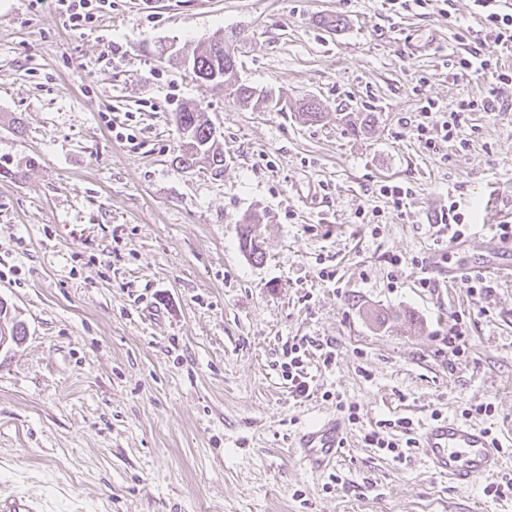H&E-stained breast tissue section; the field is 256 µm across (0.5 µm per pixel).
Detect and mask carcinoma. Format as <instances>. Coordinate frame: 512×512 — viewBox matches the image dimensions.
I'll use <instances>...</instances> for the list:
<instances>
[{
    "label": "carcinoma",
    "mask_w": 512,
    "mask_h": 512,
    "mask_svg": "<svg viewBox=\"0 0 512 512\" xmlns=\"http://www.w3.org/2000/svg\"><path fill=\"white\" fill-rule=\"evenodd\" d=\"M187 69L193 77L215 88L224 86L228 95L242 103H249L255 97L253 88L239 83L237 77L236 56L232 46H224V36L217 35L209 45L190 59ZM177 121L184 137L177 161L183 168H195L201 164L218 175L224 168V150L217 137L213 136L212 124L205 108L196 103H188L178 112ZM239 247L246 256L254 261L263 260V252L257 241L255 230L249 224L242 227ZM0 328L9 335L23 341L27 328L23 322L11 316L10 310L0 301Z\"/></svg>",
    "instance_id": "carcinoma-1"
}]
</instances>
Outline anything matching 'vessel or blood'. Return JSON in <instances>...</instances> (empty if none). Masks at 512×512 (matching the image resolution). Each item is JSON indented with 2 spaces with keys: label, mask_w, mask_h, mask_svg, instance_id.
Here are the masks:
<instances>
[{
  "label": "vessel or blood",
  "mask_w": 512,
  "mask_h": 512,
  "mask_svg": "<svg viewBox=\"0 0 512 512\" xmlns=\"http://www.w3.org/2000/svg\"><path fill=\"white\" fill-rule=\"evenodd\" d=\"M485 249L488 257L480 265L446 268L449 279L455 281L472 272L501 274L512 267L507 263L512 256V238L488 240ZM417 441L419 447L427 451L429 468L460 487L467 486L475 476L495 475L503 466L498 439L471 422L450 418L435 420L421 426ZM345 444L343 420L327 415L297 433L292 451L303 469L321 473L335 466ZM0 512H43V505L31 496L0 495Z\"/></svg>",
  "instance_id": "obj_1"
}]
</instances>
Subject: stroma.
I'll return each mask as SVG.
<instances>
[{"instance_id": "35a3bbf8", "label": "stroma", "mask_w": 512, "mask_h": 512, "mask_svg": "<svg viewBox=\"0 0 512 512\" xmlns=\"http://www.w3.org/2000/svg\"><path fill=\"white\" fill-rule=\"evenodd\" d=\"M483 28L472 0H112L76 31L51 0H0V300L27 327L0 351V492L47 512H512L490 478L457 488L425 449L363 441L479 404L491 432L512 419V280L474 298L426 268L449 204L472 264L512 222V83L448 69ZM219 31L266 103L163 53ZM486 96L501 108L467 113L468 147L418 140L427 102ZM189 102L220 133V175L176 161ZM384 184L412 194L395 206ZM288 343L309 397L282 377ZM350 405L336 466L305 472L297 430Z\"/></svg>"}]
</instances>
